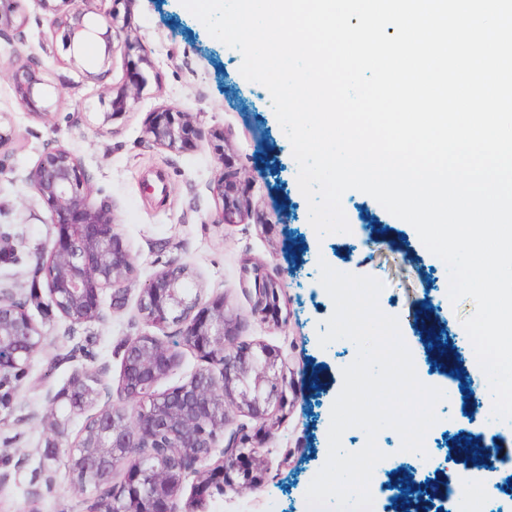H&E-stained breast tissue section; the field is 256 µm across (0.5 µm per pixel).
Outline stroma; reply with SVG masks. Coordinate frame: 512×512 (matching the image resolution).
<instances>
[{
  "mask_svg": "<svg viewBox=\"0 0 512 512\" xmlns=\"http://www.w3.org/2000/svg\"><path fill=\"white\" fill-rule=\"evenodd\" d=\"M102 7L128 18L131 39L148 52L151 66L139 64L120 46L110 64H103L104 44L98 39L84 46L80 68L60 65L57 58L64 49L50 26L53 14L40 0H10L12 15L24 18L25 25L19 31L0 30V53L39 60L48 81L45 93L54 105L51 121L31 113L19 102L8 70L0 69V134L9 140L0 151V289L26 293L32 264L55 235L50 210L26 177L56 146L80 160L93 202L110 209L135 265L120 307H113L111 290L101 292L102 320L74 325L58 312L30 307L45 343L14 382L9 400L0 403V512H82V496L64 470L52 476L46 470L54 444L73 441L84 422L70 416L66 402L56 396L79 370L117 387L123 343L149 330L141 311L143 288L171 264L189 268L204 299L224 297L239 322L236 345L276 350L287 373L314 374L320 381L317 390L289 408L277 431L262 437L247 413L228 408L225 434L251 436L255 446L244 466L272 462L276 468L257 489L239 482L226 487L212 512H308L305 493L327 458L330 410L342 387L341 370L356 355L347 340L324 349L318 344L333 311L319 282L322 259L335 269L348 265L383 283L379 305L398 317L420 380L446 392L437 407L439 421L425 440L432 472L444 470L484 489L481 512H512V496L485 487L464 465L448 460V437L460 430L484 436L490 445L512 446V420L492 419L488 386L459 391L429 359L418 336L411 305L425 295L451 338L459 365L473 366L462 321L475 305L468 298L451 303L446 264L425 248L409 223L355 190L342 197L349 224L386 225L404 242L405 252L379 253L355 236L318 237L270 94L243 77L240 52L212 37L181 0H119L115 5L104 0ZM140 76L146 80L140 99L111 125L98 128L97 113L109 111L117 89ZM162 106L192 115L200 133L197 150L174 152L146 138L145 126ZM214 129L230 133L232 159L250 186L254 216L243 224L212 222V187L222 170L210 141ZM247 262L282 284L279 309L267 317L253 313L254 291L244 281Z\"/></svg>",
  "mask_w": 512,
  "mask_h": 512,
  "instance_id": "obj_1",
  "label": "stroma"
}]
</instances>
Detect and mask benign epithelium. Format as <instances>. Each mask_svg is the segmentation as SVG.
Wrapping results in <instances>:
<instances>
[{
  "mask_svg": "<svg viewBox=\"0 0 512 512\" xmlns=\"http://www.w3.org/2000/svg\"><path fill=\"white\" fill-rule=\"evenodd\" d=\"M97 0H74L72 8L55 15L54 33L62 35L70 50L68 65L80 66V49L96 35L106 48L115 43L138 52L129 40L118 14L105 16L101 24L91 18ZM11 80L19 100L33 113L48 120L52 105L43 96L46 84L34 63H11ZM144 80L117 90L115 108L97 116L106 126L123 113L128 102L140 99ZM145 134L157 146L176 152L197 147L198 133L192 116L171 108L152 113ZM214 148L224 160V171L214 181L218 202L215 224H241L251 215L248 192L237 179L228 159L224 131L211 134ZM26 181L48 206L56 234L39 262L37 291L44 304L73 324L102 318L100 293L112 289V307L121 306L126 283L134 272V259L123 237L115 231L111 211L91 201L89 180L79 159L57 147L45 152ZM257 298L255 311L266 314L279 307V281L252 268ZM28 296L0 289V387L24 374L41 349L44 336L28 312ZM416 329L422 336L441 333L428 308L413 304ZM141 310L146 322L159 330L181 325L183 345L191 348L206 367L188 381L164 392L157 382L176 370L178 343L144 333L122 347L117 394L123 404L112 403L111 388L83 373L76 374L62 391L70 410L86 415L76 440L56 455L68 473L76 477L83 512H208V499L224 495V485L240 471V461L253 450L248 441L233 435L224 448L226 407L246 411L259 423V432L279 428L291 400L304 393L302 382L288 376L279 365L280 355L267 347L233 345L238 335L237 318L229 314L222 297L204 300L187 267L169 265L143 288ZM219 368L215 378L213 368ZM106 401H101L102 397ZM219 452L218 459L202 469L198 464ZM123 479L113 480L117 467ZM194 477L185 502L179 496L184 482Z\"/></svg>",
  "mask_w": 512,
  "mask_h": 512,
  "instance_id": "7a95c632",
  "label": "benign epithelium"
}]
</instances>
